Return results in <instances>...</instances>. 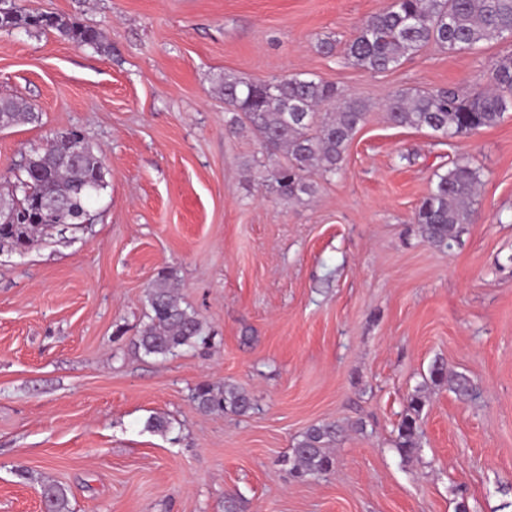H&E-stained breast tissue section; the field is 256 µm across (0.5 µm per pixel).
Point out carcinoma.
Returning a JSON list of instances; mask_svg holds the SVG:
<instances>
[{
	"label": "carcinoma",
	"instance_id": "1",
	"mask_svg": "<svg viewBox=\"0 0 512 512\" xmlns=\"http://www.w3.org/2000/svg\"><path fill=\"white\" fill-rule=\"evenodd\" d=\"M0 28L20 29L29 34L54 30L81 47L100 52L112 46L99 29L76 20L33 13L16 3L0 0ZM512 38V0H391L382 12L371 16L352 35L345 50L347 63L370 73L398 67L402 60L428 45L450 53L473 51L482 41ZM221 91L229 106L230 129L246 123L270 154L282 152L288 165L271 171L270 180L286 198L315 192L310 172L334 175L341 169L348 143L367 120L366 105L342 99L336 86L314 77L284 75L268 80H250L233 74L221 79ZM512 110V55L499 60L489 82L471 93L440 88L414 94L397 93L384 104L387 120L395 126L427 128L448 140L465 137L496 124ZM36 119L23 99H0V128ZM98 156L87 150L81 155L62 137L51 138L46 148L30 154L16 176L14 192H0V213H16L11 224L0 223V249L23 253L39 239L65 224H81L87 204L107 187ZM478 175L466 158H457L443 174H436L430 192L421 201L415 221L432 245L446 248L463 224L472 223ZM147 322L139 331L138 349L147 356L166 358L207 340L198 314L181 306L173 275L158 273L148 286ZM434 383L449 381L452 389L469 395L470 380L448 377L447 365L437 362L431 370ZM194 402L204 412L231 410L245 415L253 409L251 399L234 385L201 383ZM423 402L414 397L398 428L397 450L407 458L419 450L418 417ZM336 436V426L309 427L292 448L294 469L317 477L331 470L327 451ZM48 512H66V490L49 484L42 490Z\"/></svg>",
	"mask_w": 512,
	"mask_h": 512
}]
</instances>
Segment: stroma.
<instances>
[{"label":"stroma","mask_w":512,"mask_h":512,"mask_svg":"<svg viewBox=\"0 0 512 512\" xmlns=\"http://www.w3.org/2000/svg\"><path fill=\"white\" fill-rule=\"evenodd\" d=\"M21 2L112 51L0 30V96L39 114L0 130V183L75 128L107 187L87 224L0 250V512H43L47 483L69 512H512V111L447 141L381 110L403 90L485 84L512 41L429 46L373 74L341 53L390 0ZM224 73H305L364 101L339 173L281 199L267 176L281 155L225 130ZM460 154L475 216L440 249L415 212ZM164 269L209 344L162 359L135 342ZM438 361L473 394L433 383ZM202 382L243 388L254 410H198ZM318 424L337 429L333 469L296 477L288 457ZM423 402L415 396L408 407L398 428L397 450L407 458L417 454L419 448V426L418 417Z\"/></svg>","instance_id":"obj_1"}]
</instances>
